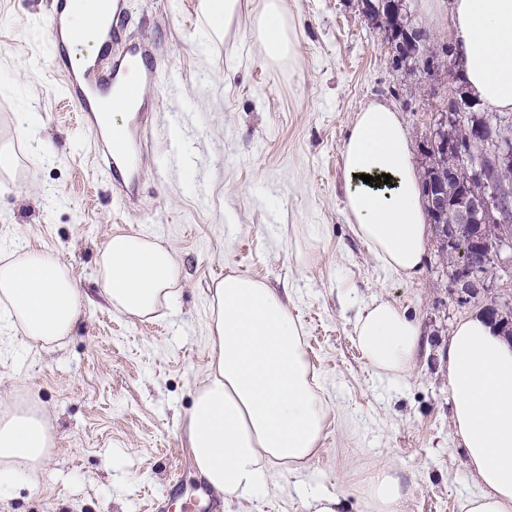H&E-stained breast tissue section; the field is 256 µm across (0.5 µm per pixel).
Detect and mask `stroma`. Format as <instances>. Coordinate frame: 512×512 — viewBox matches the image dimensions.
<instances>
[{
  "label": "stroma",
  "mask_w": 512,
  "mask_h": 512,
  "mask_svg": "<svg viewBox=\"0 0 512 512\" xmlns=\"http://www.w3.org/2000/svg\"><path fill=\"white\" fill-rule=\"evenodd\" d=\"M126 5L123 27L147 45L158 79L143 90L153 144L123 200L91 158L80 107L55 71L46 0H0V145L16 157L0 178V249L55 254L85 298L61 341L30 348L21 333H0V394L38 399L54 437L38 485L15 488L0 512H145L173 477L191 491L198 475L176 423L209 363L210 289L229 274L286 292L298 321L316 320L306 353L328 418L305 466H272L269 493L225 502L224 512H314L315 497L336 494L347 512H372L365 481L386 465L412 487L406 512H459L476 487L448 426L439 348L484 304L512 311V269L461 303L432 237L414 279L390 273L346 221L340 166L346 133L371 100L393 105L422 149L444 106L447 66L396 67L360 0H285L294 48L280 62L253 38L262 0H240L213 41L199 0ZM171 148L180 162L164 175ZM116 233L175 255L181 289L163 317L119 314L100 296L99 254ZM375 297L422 323L423 348L400 381L373 371L352 340L356 312Z\"/></svg>",
  "instance_id": "1"
}]
</instances>
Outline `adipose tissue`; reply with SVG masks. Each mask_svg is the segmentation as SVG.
<instances>
[{"label": "adipose tissue", "instance_id": "ef3b65f1", "mask_svg": "<svg viewBox=\"0 0 512 512\" xmlns=\"http://www.w3.org/2000/svg\"><path fill=\"white\" fill-rule=\"evenodd\" d=\"M453 45L462 75L483 112L512 113V0H449ZM292 32L284 0H263L253 34L267 59H287ZM345 213L374 258L403 279L418 275L429 238L427 204L407 127L390 104L356 112L341 150ZM390 175L387 184L364 176ZM101 292L116 312L142 320L169 306L178 264L163 244L116 234L99 260ZM84 300L69 267L35 251L0 257V321L31 344L73 333ZM209 368L178 422L199 474L217 495L249 500L266 492L271 464L300 469L316 455L327 406L316 388L303 330L288 302L266 282L229 274L209 302ZM422 328L408 310L377 297L363 306L353 339L369 365L392 378L409 375ZM444 358L451 431L476 493L460 512H512V340L484 316L458 319ZM54 445L47 411L31 402L0 408V499L34 485ZM411 487L395 467L367 479L373 512H405Z\"/></svg>", "mask_w": 512, "mask_h": 512}]
</instances>
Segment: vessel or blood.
<instances>
[{
	"mask_svg": "<svg viewBox=\"0 0 512 512\" xmlns=\"http://www.w3.org/2000/svg\"><path fill=\"white\" fill-rule=\"evenodd\" d=\"M47 14L57 39L51 45L57 68L64 76L67 90L78 101L81 120L87 126L90 139L99 154L107 158L114 185L122 195H131L135 184L131 179L134 168L131 138L127 130L110 129L113 114L131 111L142 85L156 80L154 69L147 67L148 48L140 43L122 44L120 18L125 17V0H97L88 26L97 39L121 44L110 69H103L98 59L90 58L78 68L72 67L65 36L70 27L73 0H47Z\"/></svg>",
	"mask_w": 512,
	"mask_h": 512,
	"instance_id": "1",
	"label": "vessel or blood"
}]
</instances>
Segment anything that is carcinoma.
Listing matches in <instances>:
<instances>
[{"label": "carcinoma", "instance_id": "carcinoma-1", "mask_svg": "<svg viewBox=\"0 0 512 512\" xmlns=\"http://www.w3.org/2000/svg\"><path fill=\"white\" fill-rule=\"evenodd\" d=\"M398 0H369L368 19L378 28L384 29L387 37L391 38L395 32L406 28L403 24L400 11L396 7ZM489 129L492 139L509 141L512 138L508 130L512 129V120L503 117L492 123L486 113L476 107L468 115L456 122H444L442 113H437L434 129L443 139H448L463 148H471L473 152L482 150V141L479 138L478 126ZM437 183V193L448 199V208L428 205L431 223L439 236L448 234V215L453 213L454 206L466 195L473 196L485 190V185L475 177L474 172L460 165L453 156L446 152H431L426 156L423 164V182ZM509 225L490 222L476 224L467 228L466 233L477 236L485 251L494 249L500 236L507 232Z\"/></svg>", "mask_w": 512, "mask_h": 512}]
</instances>
